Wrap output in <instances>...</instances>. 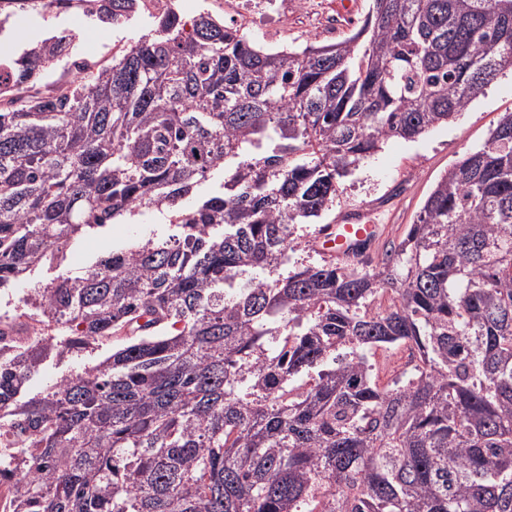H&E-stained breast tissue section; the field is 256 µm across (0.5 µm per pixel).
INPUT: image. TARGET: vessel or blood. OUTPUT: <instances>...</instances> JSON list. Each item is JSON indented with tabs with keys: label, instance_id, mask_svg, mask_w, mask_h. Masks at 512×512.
<instances>
[{
	"label": "vessel or blood",
	"instance_id": "vessel-or-blood-1",
	"mask_svg": "<svg viewBox=\"0 0 512 512\" xmlns=\"http://www.w3.org/2000/svg\"><path fill=\"white\" fill-rule=\"evenodd\" d=\"M379 231L376 224H324L315 231L312 244L325 258L357 262L370 255Z\"/></svg>",
	"mask_w": 512,
	"mask_h": 512
}]
</instances>
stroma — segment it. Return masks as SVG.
Instances as JSON below:
<instances>
[{
    "label": "stroma",
    "instance_id": "35a3bbf8",
    "mask_svg": "<svg viewBox=\"0 0 512 512\" xmlns=\"http://www.w3.org/2000/svg\"><path fill=\"white\" fill-rule=\"evenodd\" d=\"M187 17L201 8L244 29L253 40L268 45H301L310 41L337 42L347 37L372 6L371 0H175ZM14 33L0 39V48L15 51L67 30L76 37L73 59L109 63L113 49L137 40L156 26V19L138 14L121 26L93 25L80 14H61L53 21L24 14L8 22ZM512 112V72L504 71L467 108L448 124L429 130L413 141L393 138L381 151L365 160L341 182L329 219L354 212L364 223L378 224L382 234L374 259H381L391 244L399 242L418 215L436 181L463 155L483 145L503 113ZM171 227L166 216L143 210L135 223L113 224L88 238L73 242L56 269L64 274L85 266L98 256L130 242L134 237L165 235Z\"/></svg>",
    "mask_w": 512,
    "mask_h": 512
}]
</instances>
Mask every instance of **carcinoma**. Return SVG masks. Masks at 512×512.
Wrapping results in <instances>:
<instances>
[{
	"label": "carcinoma",
	"mask_w": 512,
	"mask_h": 512,
	"mask_svg": "<svg viewBox=\"0 0 512 512\" xmlns=\"http://www.w3.org/2000/svg\"><path fill=\"white\" fill-rule=\"evenodd\" d=\"M73 47L55 32L0 65L33 85ZM506 69L512 0H372L344 40L277 48L170 8L65 96L0 110V292L144 209L180 229L13 313L11 512H512V112L381 262L294 260L341 179ZM400 346L380 383L373 356ZM379 366V377L382 383H390L401 376L409 365V351L406 348L396 351H378L375 356ZM96 357L97 356L94 354L91 356H75L63 365L54 366L49 364L43 374L35 381L33 390L36 391L40 389L44 385L48 384L62 374L67 373L68 371H81L85 365L92 363Z\"/></svg>",
	"instance_id": "cac0c4a2"
}]
</instances>
